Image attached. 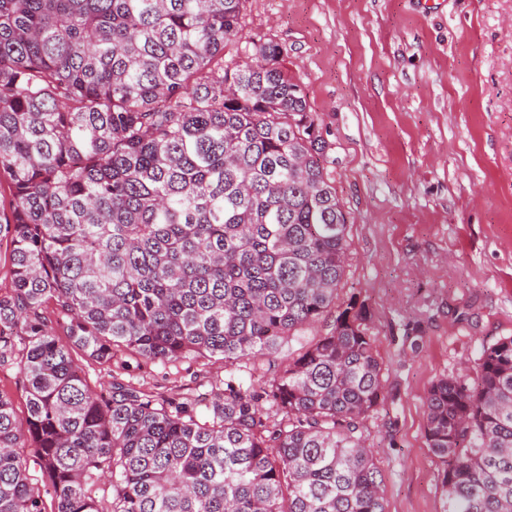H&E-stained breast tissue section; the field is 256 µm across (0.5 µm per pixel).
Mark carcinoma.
Listing matches in <instances>:
<instances>
[{
  "instance_id": "1",
  "label": "carcinoma",
  "mask_w": 512,
  "mask_h": 512,
  "mask_svg": "<svg viewBox=\"0 0 512 512\" xmlns=\"http://www.w3.org/2000/svg\"><path fill=\"white\" fill-rule=\"evenodd\" d=\"M245 3L0 0V366L27 408L0 392V512H386L372 312L339 299L347 215L286 48L224 59ZM77 350L224 378L206 404L119 372L97 394ZM425 409L442 512H512V336ZM0 390L8 393L14 408L19 415L26 413V398L24 393L15 385L14 371L9 365L0 366Z\"/></svg>"
}]
</instances>
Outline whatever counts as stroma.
Returning a JSON list of instances; mask_svg holds the SVG:
<instances>
[{
  "label": "stroma",
  "mask_w": 512,
  "mask_h": 512,
  "mask_svg": "<svg viewBox=\"0 0 512 512\" xmlns=\"http://www.w3.org/2000/svg\"><path fill=\"white\" fill-rule=\"evenodd\" d=\"M317 117L351 224L340 299L367 303L385 398L365 422L387 512H441L424 399L512 335V0H247ZM199 392L222 362L129 358Z\"/></svg>",
  "instance_id": "stroma-1"
}]
</instances>
